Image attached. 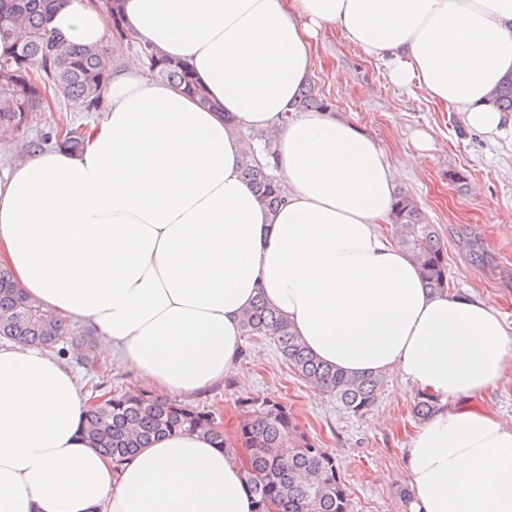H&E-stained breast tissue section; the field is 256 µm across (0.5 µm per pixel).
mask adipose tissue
Instances as JSON below:
<instances>
[{"mask_svg":"<svg viewBox=\"0 0 512 512\" xmlns=\"http://www.w3.org/2000/svg\"><path fill=\"white\" fill-rule=\"evenodd\" d=\"M120 7L140 42L192 66L216 106L145 75L138 59L114 69L81 152L0 170V265L61 318L89 320L102 353L180 397L223 382L242 315L264 300L320 360L356 376L399 372L437 400L405 450L412 512H512V428L467 404L512 368V331L472 294L430 292L380 231L396 174L369 136L329 111L282 120L319 31L334 25L469 129L512 132L490 96L512 74V0ZM51 26L106 43L87 0H67ZM246 129L278 132L276 212L242 176ZM87 407L47 349L0 345V512H255L240 460L206 434L155 438L116 466L83 432Z\"/></svg>","mask_w":512,"mask_h":512,"instance_id":"ef3b65f1","label":"adipose tissue"}]
</instances>
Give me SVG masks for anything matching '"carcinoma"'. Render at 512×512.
Returning <instances> with one entry per match:
<instances>
[{
  "label": "carcinoma",
  "mask_w": 512,
  "mask_h": 512,
  "mask_svg": "<svg viewBox=\"0 0 512 512\" xmlns=\"http://www.w3.org/2000/svg\"><path fill=\"white\" fill-rule=\"evenodd\" d=\"M62 0H0V39L8 49L0 53V136L18 138L25 152L47 148L78 152L85 146L86 131L60 118L47 131L32 133L37 114L48 112L51 95L57 111H104L105 87L113 69L112 50L83 46L66 40L50 28ZM110 28L112 42L120 47L136 43L125 27L119 0H100ZM147 74L171 83L192 96L204 108L213 106L207 89L191 67L160 55L150 46H141ZM493 101L503 112H512V76L495 90ZM294 111H326L310 85L302 87L293 104ZM242 173L258 201L274 212L284 201L285 188L273 173V165L261 164L254 152L245 153ZM394 236L416 263L426 287L437 293L448 290V251L434 225L428 223L415 200L398 194L391 214ZM242 335L269 336L282 358L305 382L332 393L350 412L362 415L376 403L382 387L380 374L351 377L314 357L295 336L290 324L259 299L242 318ZM21 345L36 344L57 348L63 358L69 347L91 348L86 331L70 328L63 319L27 297L17 287L12 273L0 266V341ZM91 391L112 397L88 408L84 431L98 448L120 461L153 437L166 433L205 430L217 448H225L242 458L243 476L257 502V512H351V500L336 465V458L300 432L284 406L271 399L243 397L242 417L234 435L214 423L215 413L144 391L112 390L101 379L91 383ZM436 402L420 393L414 405L416 417L424 420ZM290 453L283 454L281 449Z\"/></svg>",
  "instance_id": "cac0c4a2"
}]
</instances>
